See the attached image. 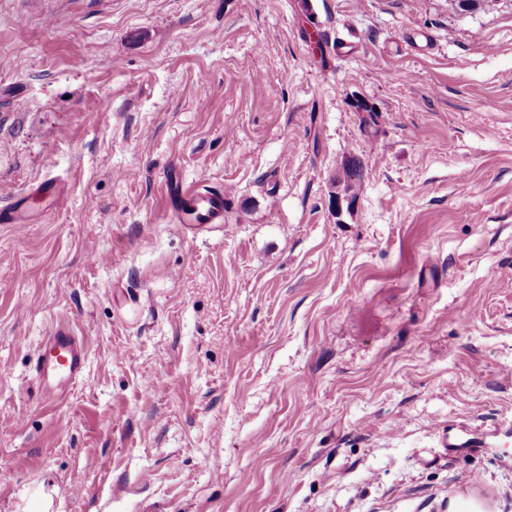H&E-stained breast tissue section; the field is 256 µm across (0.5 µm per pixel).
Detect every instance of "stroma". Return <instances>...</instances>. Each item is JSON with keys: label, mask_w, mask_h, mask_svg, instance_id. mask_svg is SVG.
<instances>
[{"label": "stroma", "mask_w": 512, "mask_h": 512, "mask_svg": "<svg viewBox=\"0 0 512 512\" xmlns=\"http://www.w3.org/2000/svg\"><path fill=\"white\" fill-rule=\"evenodd\" d=\"M191 182L223 223H172ZM26 195L0 512H512V0H0ZM60 320L87 361L49 402ZM364 170L363 162L359 158L351 157L342 164V170L336 175V183L341 185L343 191L356 193Z\"/></svg>", "instance_id": "1"}]
</instances>
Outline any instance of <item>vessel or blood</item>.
Segmentation results:
<instances>
[{
	"label": "vessel or blood",
	"mask_w": 512,
	"mask_h": 512,
	"mask_svg": "<svg viewBox=\"0 0 512 512\" xmlns=\"http://www.w3.org/2000/svg\"><path fill=\"white\" fill-rule=\"evenodd\" d=\"M175 223L184 227L220 224L224 221V193L199 184L180 186L169 197ZM87 347L70 323H57L41 346L36 376L47 400L64 396L80 380L85 368Z\"/></svg>",
	"instance_id": "obj_1"
}]
</instances>
